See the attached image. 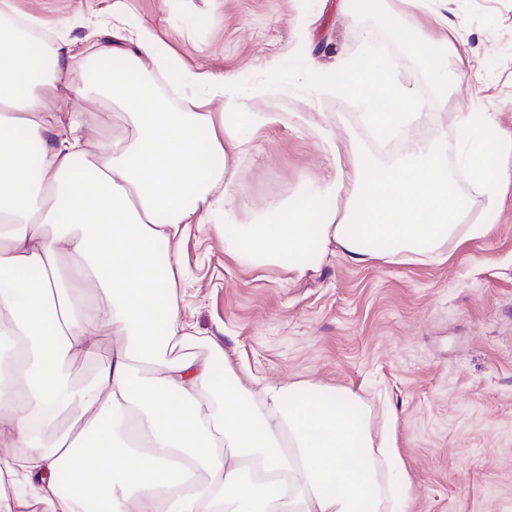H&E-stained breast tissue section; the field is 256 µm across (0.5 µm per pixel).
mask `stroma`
<instances>
[{"mask_svg": "<svg viewBox=\"0 0 512 512\" xmlns=\"http://www.w3.org/2000/svg\"><path fill=\"white\" fill-rule=\"evenodd\" d=\"M115 0H12L41 31L82 46L112 33ZM145 23L194 66L235 76L254 108L279 123L243 133L233 160L248 204L238 223L322 183L332 163L322 135L368 140L359 102L313 93L296 67L294 33L304 26L319 63L363 62V29L398 58L397 79L429 103L428 117L403 131L413 148L445 134L448 170L467 202L445 260L356 264L331 252L303 275L251 268L224 250L209 226L188 225L178 248V291L197 341L216 340L258 377L311 381L347 390L376 423H388L412 486L409 512H512V185L492 205L461 177L457 129L467 113L488 112L512 133V0H451L448 17L469 65L452 90L436 89L425 60L385 27V12H414L419 29L438 30L410 0H383L342 15L336 0H127ZM68 18L59 28L60 18ZM290 58L278 87L257 90L270 63ZM473 224H489L472 236Z\"/></svg>", "mask_w": 512, "mask_h": 512, "instance_id": "obj_1", "label": "stroma"}]
</instances>
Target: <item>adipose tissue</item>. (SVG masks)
<instances>
[{"instance_id":"1","label":"adipose tissue","mask_w":512,"mask_h":512,"mask_svg":"<svg viewBox=\"0 0 512 512\" xmlns=\"http://www.w3.org/2000/svg\"><path fill=\"white\" fill-rule=\"evenodd\" d=\"M113 15L111 48L87 55L77 41L33 36V19L0 0V337L22 343L0 367V512H408L404 468L352 392L258 384L217 345L205 359L173 356L193 341L173 287L175 241L183 225L211 224L235 258L300 274L332 249L359 264L423 246L441 256L466 208L443 144L382 165L324 136L328 180L268 219L236 223L245 196L229 157L241 131L279 114L129 25L123 0ZM386 21L447 89L448 57L414 14ZM396 67L370 53L318 83L364 102L380 139L425 115ZM156 68L174 72L183 107L153 91ZM71 91L121 108L124 129L100 142L86 122L62 123ZM460 138L469 179L499 200L512 134L485 113L463 117ZM103 336L108 359L74 382L68 361Z\"/></svg>"}]
</instances>
